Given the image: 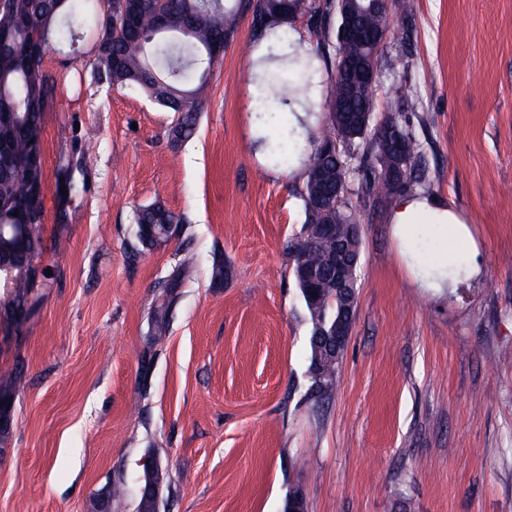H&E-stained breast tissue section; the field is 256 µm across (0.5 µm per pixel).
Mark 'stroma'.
<instances>
[{"label":"stroma","mask_w":512,"mask_h":512,"mask_svg":"<svg viewBox=\"0 0 512 512\" xmlns=\"http://www.w3.org/2000/svg\"><path fill=\"white\" fill-rule=\"evenodd\" d=\"M383 47L375 117L404 94L428 185L467 220L478 273L450 295L414 283L391 233L393 201L361 212L358 308L337 378L309 391L306 311L291 245L304 219L300 159L277 163L288 118L264 104L267 39L249 0L209 77L196 135L173 113L96 82L90 45L53 44L81 84L43 129V266L37 310L0 322V512H138L147 464L159 512H512V0H413ZM68 159L85 190L65 198ZM183 214L140 251L137 206ZM229 269L211 278L214 255ZM192 259L168 335L150 315L173 266ZM126 488L122 501L109 496Z\"/></svg>","instance_id":"1"}]
</instances>
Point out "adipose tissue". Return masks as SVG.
<instances>
[{"label": "adipose tissue", "instance_id": "obj_1", "mask_svg": "<svg viewBox=\"0 0 512 512\" xmlns=\"http://www.w3.org/2000/svg\"><path fill=\"white\" fill-rule=\"evenodd\" d=\"M392 231L418 287L434 294L454 293L462 275L477 271V247L465 218L452 206L414 195L402 196L391 217ZM435 243V256L422 262L410 247L417 237Z\"/></svg>", "mask_w": 512, "mask_h": 512}]
</instances>
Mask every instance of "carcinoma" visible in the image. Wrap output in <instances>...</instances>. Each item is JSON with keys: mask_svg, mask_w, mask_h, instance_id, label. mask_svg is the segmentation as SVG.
I'll return each mask as SVG.
<instances>
[{"mask_svg": "<svg viewBox=\"0 0 512 512\" xmlns=\"http://www.w3.org/2000/svg\"><path fill=\"white\" fill-rule=\"evenodd\" d=\"M138 19L134 26L119 21L121 0H3L0 3V104L15 113L13 124L0 128V142L5 143L16 163L0 165V224H27L22 241L0 237V265L12 270L10 305L0 312L3 320L15 321L25 311H32L36 292L47 282L29 275V263L43 249L45 220V185L31 182L27 162L43 148V117L57 95L56 77L43 68L49 43L63 35L70 44L84 36L75 25L78 17L90 23L92 47L88 66L92 77L111 87H134L152 101L176 114L170 128L176 145L190 139L196 131L198 113L204 106V92L210 70L215 65L212 48L230 42L234 27L232 8L227 0H135ZM413 0H358L368 37L391 26L392 18L412 14ZM169 13L177 22L174 29L159 31L154 27L157 10ZM309 14L307 38L320 51L328 41L326 26L330 16L341 20L337 0H255L253 17L256 28L266 37L281 42L292 20L288 12ZM368 49L360 41L335 45L334 75L327 103V125L333 140L314 144L305 155L306 180L300 189L304 202V221L292 244L293 275L303 266L321 271V293L312 299L306 286L296 281L305 308L310 336L328 333L338 321L353 322L357 307L332 288L326 262L346 244L354 256L361 257V240L350 239L351 225L359 223L367 202L390 198L413 184L426 182L421 145L405 120V101H390L383 118L374 122L375 102L372 86L361 85L348 100H343V67L346 62L363 57ZM265 77L282 78L294 74L309 89L316 68L313 59L295 52L263 55L257 61ZM358 182L357 191L350 189ZM184 217L160 202L137 207L135 224H152L158 234L167 224H183ZM334 224L336 233L315 236L314 224ZM191 276V265L182 261L173 270L166 288V302L152 313L153 340L159 344L168 334L169 307L176 290ZM347 344L336 355L322 361L311 373V392L328 399L336 391Z\"/></svg>", "mask_w": 512, "mask_h": 512, "instance_id": "cac0c4a2", "label": "carcinoma"}]
</instances>
